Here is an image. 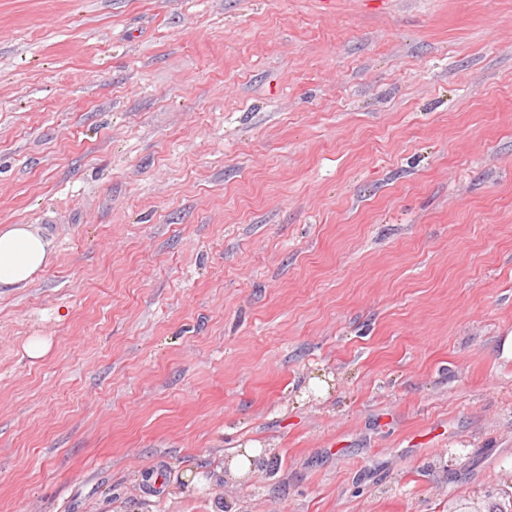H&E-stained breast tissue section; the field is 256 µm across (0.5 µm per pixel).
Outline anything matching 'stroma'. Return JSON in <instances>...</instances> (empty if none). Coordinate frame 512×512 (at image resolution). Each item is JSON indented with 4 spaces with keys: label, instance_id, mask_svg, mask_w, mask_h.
Masks as SVG:
<instances>
[{
    "label": "stroma",
    "instance_id": "1",
    "mask_svg": "<svg viewBox=\"0 0 512 512\" xmlns=\"http://www.w3.org/2000/svg\"><path fill=\"white\" fill-rule=\"evenodd\" d=\"M11 224L0 512L504 504L512 0H0ZM49 243L24 224L0 231V288L29 281L47 263Z\"/></svg>",
    "mask_w": 512,
    "mask_h": 512
}]
</instances>
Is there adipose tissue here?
I'll list each match as a JSON object with an SVG mask.
<instances>
[{"instance_id": "adipose-tissue-1", "label": "adipose tissue", "mask_w": 512, "mask_h": 512, "mask_svg": "<svg viewBox=\"0 0 512 512\" xmlns=\"http://www.w3.org/2000/svg\"><path fill=\"white\" fill-rule=\"evenodd\" d=\"M49 243L26 225L0 231V288L29 281L47 263Z\"/></svg>"}]
</instances>
